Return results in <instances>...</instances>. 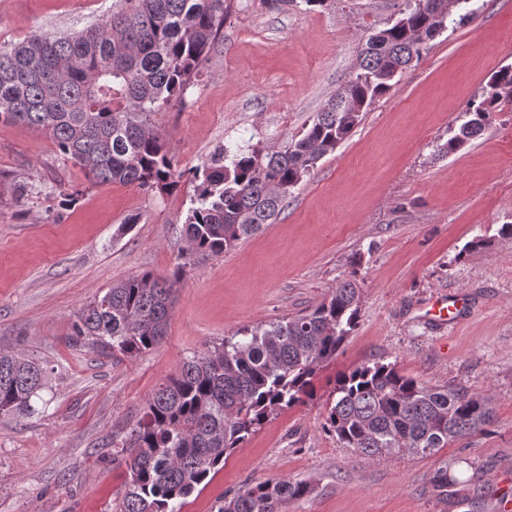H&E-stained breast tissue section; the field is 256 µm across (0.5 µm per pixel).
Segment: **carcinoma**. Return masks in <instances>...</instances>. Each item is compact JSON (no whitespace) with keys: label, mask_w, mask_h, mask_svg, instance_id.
<instances>
[{"label":"carcinoma","mask_w":512,"mask_h":512,"mask_svg":"<svg viewBox=\"0 0 512 512\" xmlns=\"http://www.w3.org/2000/svg\"><path fill=\"white\" fill-rule=\"evenodd\" d=\"M227 0H116L104 21L70 37L34 31L0 47V122L49 134L90 181L171 192L184 172L150 116L182 97L224 26ZM448 0H414L389 27L369 36L359 63L312 123L283 146L222 148L193 170L194 205L184 224L188 251L219 255L272 223L303 178L347 139L365 110L447 28ZM512 100V65L495 71L484 98L466 104L449 155L478 137ZM172 279L141 273L107 288L79 312L75 341L112 358H135L166 336ZM359 318L352 279L310 310L247 329L183 362L149 399L141 419L112 448L126 465L117 512H179L184 502L270 418L309 394ZM44 367L0 351V414L32 409ZM324 428L368 459L431 457L492 424L489 399L457 387H429L391 363L342 374ZM311 493L308 483L267 480L224 496L220 512H281Z\"/></svg>","instance_id":"obj_1"}]
</instances>
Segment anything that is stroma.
Listing matches in <instances>:
<instances>
[{
    "label": "stroma",
    "mask_w": 512,
    "mask_h": 512,
    "mask_svg": "<svg viewBox=\"0 0 512 512\" xmlns=\"http://www.w3.org/2000/svg\"><path fill=\"white\" fill-rule=\"evenodd\" d=\"M114 0H0V44L39 30L71 36ZM406 0H228L219 39L176 103L154 113L179 169L253 139L300 133L358 62L366 38ZM478 17L460 24L466 8ZM512 64V0L455 6L397 85L288 197L276 223L217 256L189 257L162 343L120 362L75 342L80 310L143 272L170 278L194 187L97 185L44 133L0 123V350L46 370L32 415H0V512H115L125 469L112 460L159 384L183 361L246 328L292 317L355 277L358 324L304 404L234 450L181 512H219L259 482H310L285 512H512V102L456 153L439 147L462 110ZM72 201H64V193ZM477 249H470L472 241ZM465 295L453 325L426 319ZM396 364L430 386L488 395V430L421 459H366L323 424L337 375ZM456 476L438 491L434 471Z\"/></svg>",
    "instance_id": "35a3bbf8"
}]
</instances>
